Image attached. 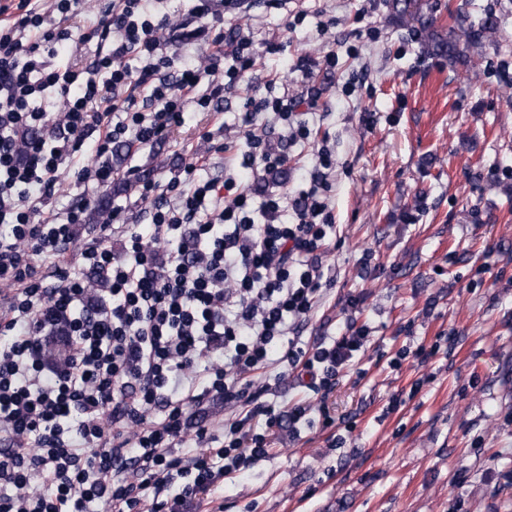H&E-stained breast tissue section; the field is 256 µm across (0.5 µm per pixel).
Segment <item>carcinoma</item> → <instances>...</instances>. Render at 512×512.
Returning <instances> with one entry per match:
<instances>
[{
	"label": "carcinoma",
	"mask_w": 512,
	"mask_h": 512,
	"mask_svg": "<svg viewBox=\"0 0 512 512\" xmlns=\"http://www.w3.org/2000/svg\"><path fill=\"white\" fill-rule=\"evenodd\" d=\"M398 12L409 32L424 38L432 52L445 54L450 62H459L467 70L477 72L483 50L499 33L496 16L486 13L472 17L460 10L448 11V37L436 30L434 6L425 0H396Z\"/></svg>",
	"instance_id": "cac0c4a2"
}]
</instances>
